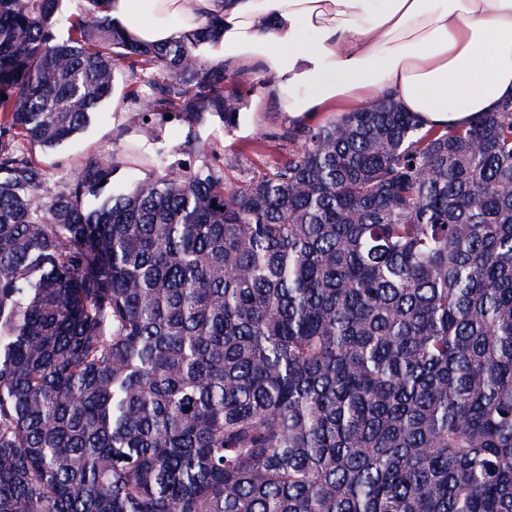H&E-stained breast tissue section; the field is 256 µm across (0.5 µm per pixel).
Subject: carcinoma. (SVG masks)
<instances>
[{
	"instance_id": "carcinoma-1",
	"label": "carcinoma",
	"mask_w": 512,
	"mask_h": 512,
	"mask_svg": "<svg viewBox=\"0 0 512 512\" xmlns=\"http://www.w3.org/2000/svg\"><path fill=\"white\" fill-rule=\"evenodd\" d=\"M61 2L0 0V512H512V100L46 193L27 147L123 73L156 141L253 84L201 60L216 18L142 47L79 0L61 39Z\"/></svg>"
}]
</instances>
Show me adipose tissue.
Wrapping results in <instances>:
<instances>
[{"mask_svg": "<svg viewBox=\"0 0 512 512\" xmlns=\"http://www.w3.org/2000/svg\"><path fill=\"white\" fill-rule=\"evenodd\" d=\"M135 42L222 18L211 63L311 117L391 95L429 126H464L512 97V0H111Z\"/></svg>", "mask_w": 512, "mask_h": 512, "instance_id": "obj_1", "label": "adipose tissue"}]
</instances>
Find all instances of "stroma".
I'll list each match as a JSON object with an SVG mask.
<instances>
[{"mask_svg":"<svg viewBox=\"0 0 512 512\" xmlns=\"http://www.w3.org/2000/svg\"><path fill=\"white\" fill-rule=\"evenodd\" d=\"M124 89V84H117L100 112L71 140L52 148H31V155L49 176V186L76 177L92 159L120 161L121 178H143L149 171V156L158 149L163 150L168 164L190 168L202 164L206 150L216 149L223 155L230 175L237 179L252 175L288 153L289 145L280 135L291 126L292 120L281 112L265 88L243 90V101L260 98L261 109L240 113L235 126H227L219 118L211 117L191 132L173 120L166 124L157 142L130 128L122 105Z\"/></svg>","mask_w":512,"mask_h":512,"instance_id":"1","label":"stroma"}]
</instances>
